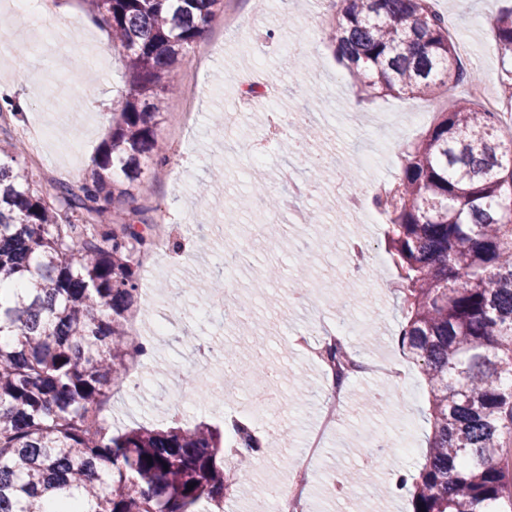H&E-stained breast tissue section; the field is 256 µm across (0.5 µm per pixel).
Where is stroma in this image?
<instances>
[{"instance_id":"35a3bbf8","label":"stroma","mask_w":512,"mask_h":512,"mask_svg":"<svg viewBox=\"0 0 512 512\" xmlns=\"http://www.w3.org/2000/svg\"><path fill=\"white\" fill-rule=\"evenodd\" d=\"M512 0H442L449 24L465 32L468 59L481 80L501 82L502 63L493 49V24ZM334 0H277L263 31L274 38L256 43L247 38L255 24L249 0H222L206 41L197 43L185 62L169 75L178 91L168 100L160 129V153L166 166L149 169L151 195L135 192L119 202L120 210L140 208L154 221L158 207L169 208L177 251L164 257L160 268L142 274L155 303L142 313L145 337L153 355L141 367L143 386L133 394L112 393V430L163 428L172 424L169 398L186 401L181 425L207 422L223 426L229 412L246 402L257 376L246 373L228 386L226 395L201 394L200 382H188L193 345L208 341L260 356L264 366L280 371L278 408L251 422L258 438L284 431L288 440L277 455L256 458L247 483L226 500L224 512H265L267 504L255 491L258 479L287 485L291 461L318 423L326 400L325 370L291 342L295 333L318 332L321 325L341 326L349 347L365 361H390L404 371L399 384L372 374L349 381L340 406L341 418L309 473V512H409V493H393L395 474L415 470L431 438L427 392L420 367L399 343L402 314L395 270L386 251L383 224L348 217L330 192L315 194L304 207L316 223H293L279 213L268 238L253 240L250 225L268 212L252 192L255 177H263L269 194L283 196L278 180L284 166H294L299 178L313 180L310 159L316 151L330 155L329 169L338 180L371 198V182L398 178L401 153L423 130L411 125V115L431 110L425 98H370L333 56L326 38ZM45 25L71 19L59 35L67 54L60 67L49 65L51 47L39 48L11 10L0 6L9 22L14 47L0 54V86L25 103L17 115L22 125H46L52 136L43 147L44 180L65 177L80 185L111 127L112 102L125 91L124 67L112 47L108 30L89 19L80 0H39ZM301 48L304 60L286 71L287 50ZM197 75L194 114L182 124L181 93L188 72ZM101 100L97 112L74 111L89 95ZM288 117L279 139L266 142L263 163L253 147L265 142L268 107ZM319 126L323 135L306 148L295 146L297 132ZM180 130L182 156L169 152L172 130ZM367 240L374 261L360 278L336 268L337 254L351 236ZM249 244L250 267L226 278L224 256ZM280 279L263 282L268 266ZM305 274L308 298L289 305L298 274ZM222 280L223 306H209L215 280ZM168 330L155 335V323ZM352 474L355 495L338 493L337 475Z\"/></svg>"}]
</instances>
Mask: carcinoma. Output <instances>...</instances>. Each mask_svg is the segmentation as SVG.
I'll list each match as a JSON object with an SVG mask.
<instances>
[{
    "label": "carcinoma",
    "instance_id": "1",
    "mask_svg": "<svg viewBox=\"0 0 512 512\" xmlns=\"http://www.w3.org/2000/svg\"><path fill=\"white\" fill-rule=\"evenodd\" d=\"M112 32L128 92L112 102V129L78 190L43 191L16 167L0 129V512H45L65 488L79 512H201L223 508L240 460L271 454L236 429L239 454L224 466V437L207 423L102 433L89 414L126 373L127 318L137 310L135 256L151 238L102 217L161 165L169 75L211 23L220 0H81ZM329 23L338 60L375 96L435 102L441 88L475 79L462 69L448 23L430 0H340ZM512 65V7L494 26ZM385 240L398 269L402 348L427 386L434 436L413 478L412 512H512V140L500 116L467 93L402 155ZM193 488H187V485Z\"/></svg>",
    "mask_w": 512,
    "mask_h": 512
}]
</instances>
